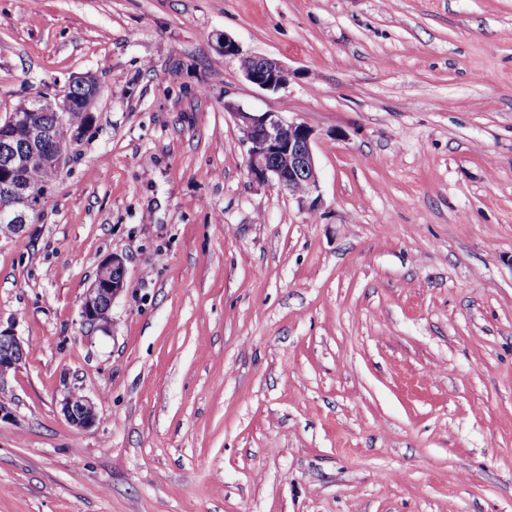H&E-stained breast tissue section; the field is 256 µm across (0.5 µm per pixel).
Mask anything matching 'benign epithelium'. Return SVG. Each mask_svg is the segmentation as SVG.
I'll use <instances>...</instances> for the list:
<instances>
[{
  "instance_id": "benign-epithelium-1",
  "label": "benign epithelium",
  "mask_w": 512,
  "mask_h": 512,
  "mask_svg": "<svg viewBox=\"0 0 512 512\" xmlns=\"http://www.w3.org/2000/svg\"><path fill=\"white\" fill-rule=\"evenodd\" d=\"M216 48L226 57L238 60L247 81L264 90L277 91L288 85L289 70L276 58L243 52L225 33L215 37ZM98 87L91 76L72 79L55 92L34 95L31 105H22L0 123V222L21 235L37 221L49 188L36 191L28 181L33 167L49 165L62 170L68 163L70 147L82 142L92 126V103ZM81 104L88 112L86 123L70 132L69 147L54 145L52 130L33 119L34 112H67ZM230 112L247 146L248 167L258 181L271 184L300 205L313 211L320 203V186L312 145L314 130L304 123L290 121L278 112H247L232 104ZM127 288L124 258L113 255L99 266L95 280L81 305L83 322L93 328L107 322L112 303ZM25 349L13 328H0V385L10 370L16 369ZM63 414L76 429L86 430L96 422L93 403L84 395L71 392L63 402Z\"/></svg>"
}]
</instances>
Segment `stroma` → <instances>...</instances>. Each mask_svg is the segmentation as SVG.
<instances>
[{"label":"stroma","mask_w":512,"mask_h":512,"mask_svg":"<svg viewBox=\"0 0 512 512\" xmlns=\"http://www.w3.org/2000/svg\"><path fill=\"white\" fill-rule=\"evenodd\" d=\"M84 74L87 137L0 235V512H512V0H0V120ZM228 102L315 129L317 211ZM216 48L224 56L238 60L247 81L264 90L277 91L288 85L289 70L276 58L244 53L240 45L225 33L216 34ZM126 267L122 256L112 255L99 266L95 280L87 289L81 305L83 322L102 328L112 303L127 288ZM25 356V349L12 327L0 325V386L12 369H17ZM63 414L67 421L76 429L86 430L96 422L93 403L84 395L71 392L63 402Z\"/></svg>","instance_id":"1"}]
</instances>
